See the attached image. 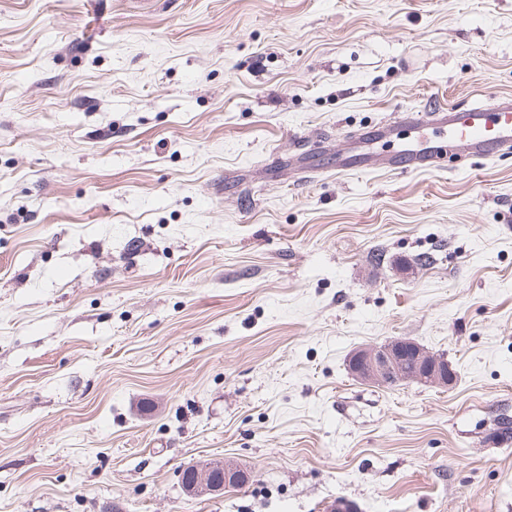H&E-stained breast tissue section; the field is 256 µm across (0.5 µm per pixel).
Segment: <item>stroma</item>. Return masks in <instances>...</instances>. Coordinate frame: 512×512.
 <instances>
[{
  "label": "stroma",
  "mask_w": 512,
  "mask_h": 512,
  "mask_svg": "<svg viewBox=\"0 0 512 512\" xmlns=\"http://www.w3.org/2000/svg\"><path fill=\"white\" fill-rule=\"evenodd\" d=\"M508 95L512 0H0V512H512V156L331 170ZM408 356L414 361L412 371L405 367L404 360ZM347 366L356 379L377 385L414 381L449 386L455 379L447 360L428 353L409 339L359 348L349 355ZM195 475L194 481L187 483L182 481L183 487L189 493H205L219 495L224 493V488L236 486L239 481L240 472L236 468L228 465L220 464L218 466H197L192 465L186 467ZM216 470L224 471V478L215 479L213 473Z\"/></svg>",
  "instance_id": "stroma-1"
}]
</instances>
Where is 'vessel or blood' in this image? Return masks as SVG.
I'll use <instances>...</instances> for the list:
<instances>
[{
  "label": "vessel or blood",
  "instance_id": "vessel-or-blood-1",
  "mask_svg": "<svg viewBox=\"0 0 512 512\" xmlns=\"http://www.w3.org/2000/svg\"><path fill=\"white\" fill-rule=\"evenodd\" d=\"M400 123L418 132L428 128L443 131L449 147L462 153L494 156L512 151V96L464 108L438 105L426 114L407 112L401 115ZM440 160V153L421 138L391 156L369 154L355 162L337 153L335 167L340 173L354 167L373 170L380 166L420 172L438 169Z\"/></svg>",
  "mask_w": 512,
  "mask_h": 512
}]
</instances>
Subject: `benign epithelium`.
<instances>
[{"instance_id": "1", "label": "benign epithelium", "mask_w": 512, "mask_h": 512, "mask_svg": "<svg viewBox=\"0 0 512 512\" xmlns=\"http://www.w3.org/2000/svg\"><path fill=\"white\" fill-rule=\"evenodd\" d=\"M347 366L356 379L377 385L414 381L449 386L455 379L447 360L428 353L409 339L359 348L349 355ZM189 471L194 473V481H184L182 485L193 494H222L225 488L237 485L240 476L238 470L224 464L192 465Z\"/></svg>"}]
</instances>
